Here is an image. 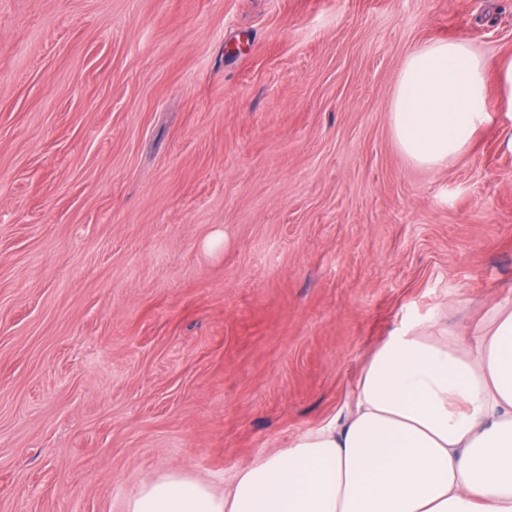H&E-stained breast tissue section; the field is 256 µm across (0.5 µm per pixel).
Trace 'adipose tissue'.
<instances>
[{
  "instance_id": "adipose-tissue-1",
  "label": "adipose tissue",
  "mask_w": 512,
  "mask_h": 512,
  "mask_svg": "<svg viewBox=\"0 0 512 512\" xmlns=\"http://www.w3.org/2000/svg\"><path fill=\"white\" fill-rule=\"evenodd\" d=\"M512 105V56L495 68L463 39L410 53L390 122L401 150L435 167L491 119L489 82ZM423 323L389 336L361 370L343 420L235 472L223 492L178 470L136 486L127 512H512V301L474 346Z\"/></svg>"
}]
</instances>
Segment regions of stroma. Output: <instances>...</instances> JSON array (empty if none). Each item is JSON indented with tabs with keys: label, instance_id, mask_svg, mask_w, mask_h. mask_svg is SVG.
<instances>
[{
	"label": "stroma",
	"instance_id": "1",
	"mask_svg": "<svg viewBox=\"0 0 512 512\" xmlns=\"http://www.w3.org/2000/svg\"><path fill=\"white\" fill-rule=\"evenodd\" d=\"M449 39L495 65L512 0H0V512L223 491L512 299V110L437 168L391 131Z\"/></svg>",
	"mask_w": 512,
	"mask_h": 512
}]
</instances>
